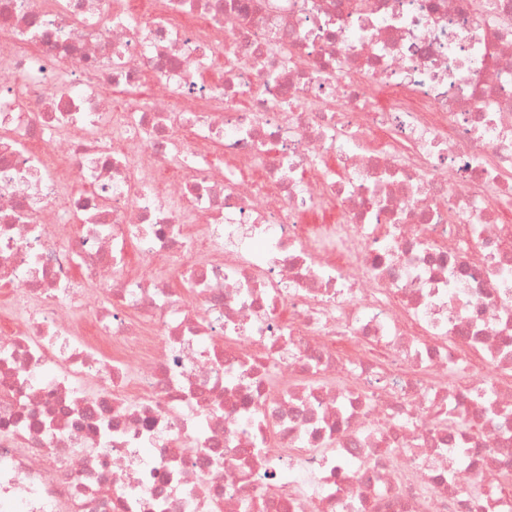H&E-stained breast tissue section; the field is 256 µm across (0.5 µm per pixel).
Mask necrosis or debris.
<instances>
[{
    "label": "necrosis or debris",
    "mask_w": 512,
    "mask_h": 512,
    "mask_svg": "<svg viewBox=\"0 0 512 512\" xmlns=\"http://www.w3.org/2000/svg\"><path fill=\"white\" fill-rule=\"evenodd\" d=\"M0 302V512H512V0H0Z\"/></svg>",
    "instance_id": "4bbe7bcc"
}]
</instances>
